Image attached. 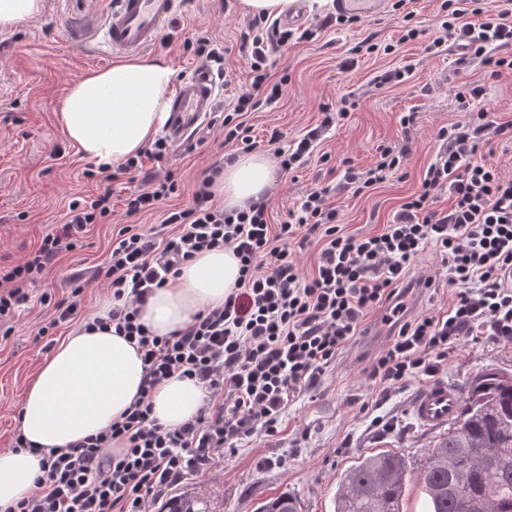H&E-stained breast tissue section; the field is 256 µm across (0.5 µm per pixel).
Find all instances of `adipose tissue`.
Returning a JSON list of instances; mask_svg holds the SVG:
<instances>
[{
  "instance_id": "1",
  "label": "adipose tissue",
  "mask_w": 512,
  "mask_h": 512,
  "mask_svg": "<svg viewBox=\"0 0 512 512\" xmlns=\"http://www.w3.org/2000/svg\"><path fill=\"white\" fill-rule=\"evenodd\" d=\"M173 79L170 66L146 58L90 72L67 90L58 123L83 157L122 163L164 125L165 92ZM272 181L267 155L256 151L225 165L218 190L225 208H244L261 199ZM239 271L232 250L197 254L173 284L140 305V322L157 336L185 328L200 309L223 306ZM143 379L136 347L114 330L81 327L62 340L22 394L20 429L30 449H0V512L32 492L41 450L77 444L120 420L139 397ZM202 399L196 382L175 374L155 387L152 415L175 429L194 419Z\"/></svg>"
}]
</instances>
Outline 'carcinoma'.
Segmentation results:
<instances>
[{
  "label": "carcinoma",
  "instance_id": "obj_1",
  "mask_svg": "<svg viewBox=\"0 0 512 512\" xmlns=\"http://www.w3.org/2000/svg\"><path fill=\"white\" fill-rule=\"evenodd\" d=\"M427 496V512H512V372L491 369L464 388L448 435L409 460L383 451L363 456L345 472L333 512H404L409 483ZM161 512H216L207 497L184 491ZM255 512H300L284 492Z\"/></svg>",
  "mask_w": 512,
  "mask_h": 512
}]
</instances>
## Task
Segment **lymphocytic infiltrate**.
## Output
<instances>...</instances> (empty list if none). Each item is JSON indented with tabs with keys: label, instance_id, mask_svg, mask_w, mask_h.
<instances>
[{
	"label": "lymphocytic infiltrate",
	"instance_id": "f902f5d3",
	"mask_svg": "<svg viewBox=\"0 0 512 512\" xmlns=\"http://www.w3.org/2000/svg\"><path fill=\"white\" fill-rule=\"evenodd\" d=\"M430 49L456 46L481 60L492 75L512 72V0H444ZM261 19L241 35L248 47L252 89L238 96L221 125L224 142L241 152L257 148L244 116L275 102L269 61L287 36L260 35ZM475 102L468 120L440 128V147L419 192L378 232L356 236L340 226L330 187L306 192L286 220L271 223L265 201L227 210L214 203L223 165L209 168L191 202L164 214L159 229L122 227L97 274L112 293V308L99 327L135 342L145 376L139 397L106 430L41 461L32 495L7 512H151L152 504L187 476H202L238 443L274 435L291 397L316 386L337 353L359 335L365 317L386 307L402 309L412 267L427 248L448 266L455 292L446 312L396 319V333L369 377L378 385L406 384L437 372L449 349L468 336L512 341V176L479 158L495 142L512 143V123L497 122L485 106L484 87L469 84ZM347 108L325 110L320 126L288 149L277 150L283 170L301 167L325 128L346 118ZM373 168L346 169L344 187L358 196L403 166L406 151L378 149ZM130 194L126 213L157 209L178 190L172 175L145 180ZM112 214V192L77 197L65 221L37 249L0 266V328L61 252L74 250L87 225ZM318 239L312 273L296 247ZM229 248L240 276L223 306L198 312L184 329L156 336L138 320V306L177 277L196 254ZM194 380L203 404L194 420L171 430L152 415L154 388L172 375ZM123 442L113 453V441Z\"/></svg>",
	"mask_w": 512,
	"mask_h": 512
}]
</instances>
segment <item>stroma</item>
Segmentation results:
<instances>
[{"label": "stroma", "mask_w": 512, "mask_h": 512, "mask_svg": "<svg viewBox=\"0 0 512 512\" xmlns=\"http://www.w3.org/2000/svg\"><path fill=\"white\" fill-rule=\"evenodd\" d=\"M442 3L406 0L403 8L344 22L330 0H306L309 38L291 36L270 70L272 81L282 82L283 94L248 113L247 123L261 142V152L271 157L275 148L267 140L272 130L291 139L319 124L323 107L337 108L345 99L352 108L327 130L303 167L275 170L266 195L271 223H281L311 188L330 185L336 189L333 200L342 208L346 232L377 231L418 190L437 152L438 130L466 120L457 97L463 84L484 85L485 102L498 122L512 121V73L494 77L480 60L461 65L456 52H430ZM111 7L112 0H44L40 15L0 31V262H17L35 250L61 224L72 198L112 191L111 221L87 225L81 248L62 253L30 286L27 302L11 321V334L0 336V448L12 447L19 430L24 386L77 327L76 321L53 322L52 304L69 296L71 274L92 279L81 295L78 316L83 319L111 297L92 274L107 258L118 230L130 223L149 230L160 224L163 209L185 207L204 171L229 151L222 130L207 126L198 140L169 149L162 161L144 159L141 172L121 171L110 180L102 174L83 177L89 161L65 138L57 114L68 87L102 66L85 55L74 39L75 30L87 29ZM252 20L240 0H183L147 55L171 66L179 78L200 65L185 50L187 38L204 33L223 43L229 79L218 82L216 98L229 107L251 88L240 34ZM408 28L419 35L405 42L401 36ZM404 65L412 68L405 82L375 86L378 71ZM408 112L414 119L405 128L399 119ZM382 144L407 149L403 168L364 196L341 190L345 166L369 169ZM169 171L180 183L179 192L164 201L162 210L126 217L124 197L143 188L144 176L161 177ZM415 269L434 282L426 291L406 295L408 315L446 310L452 291L439 253L426 250ZM391 338L392 330L381 326L379 314L370 315L361 335L338 352L318 384L291 398L278 433L241 442L203 476L184 480L183 489H197L223 504L224 512H254L260 501L283 492L298 498L300 512H332L340 478L359 457L393 450L412 459L447 434L444 426L424 427L412 412L415 396L431 381L460 387L486 368L512 371V342L469 336L449 351L435 375H418L382 400L369 372Z\"/></svg>", "instance_id": "1"}]
</instances>
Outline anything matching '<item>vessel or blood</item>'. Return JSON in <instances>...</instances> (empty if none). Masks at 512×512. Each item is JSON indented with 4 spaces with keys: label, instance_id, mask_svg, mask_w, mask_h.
<instances>
[{
    "label": "vessel or blood",
    "instance_id": "vessel-or-blood-1",
    "mask_svg": "<svg viewBox=\"0 0 512 512\" xmlns=\"http://www.w3.org/2000/svg\"><path fill=\"white\" fill-rule=\"evenodd\" d=\"M338 12L364 17L384 12L386 0H333ZM180 6V0H114L111 11L92 24L89 33L96 54L106 57L141 53L154 47ZM216 79L205 68L183 76L168 96L164 136L175 148L186 146L210 118L215 105ZM459 391L448 382L425 387L413 403L423 425L439 427L452 419Z\"/></svg>",
    "mask_w": 512,
    "mask_h": 512
}]
</instances>
